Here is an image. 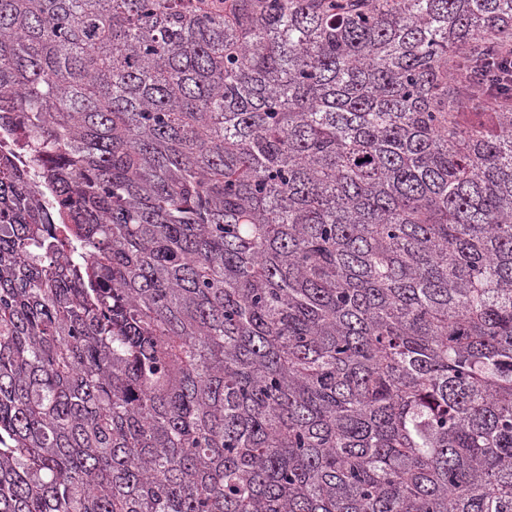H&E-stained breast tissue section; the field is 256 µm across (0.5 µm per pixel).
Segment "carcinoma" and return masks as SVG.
Masks as SVG:
<instances>
[{
  "label": "carcinoma",
  "instance_id": "obj_1",
  "mask_svg": "<svg viewBox=\"0 0 512 512\" xmlns=\"http://www.w3.org/2000/svg\"><path fill=\"white\" fill-rule=\"evenodd\" d=\"M511 45L0 0V512H512Z\"/></svg>",
  "mask_w": 512,
  "mask_h": 512
}]
</instances>
